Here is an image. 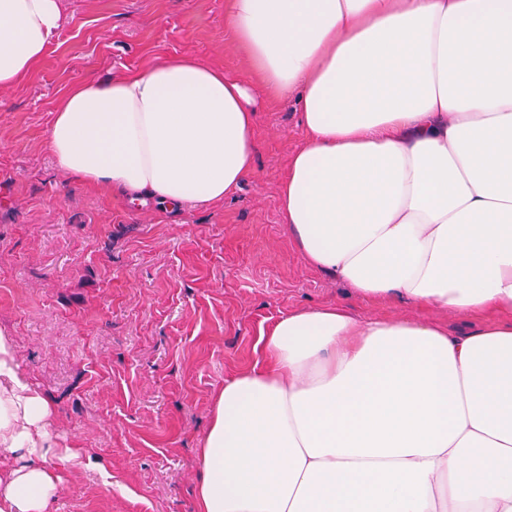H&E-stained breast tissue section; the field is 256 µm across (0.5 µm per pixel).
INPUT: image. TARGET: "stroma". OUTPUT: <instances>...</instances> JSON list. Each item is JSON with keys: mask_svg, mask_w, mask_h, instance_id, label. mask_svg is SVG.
Wrapping results in <instances>:
<instances>
[{"mask_svg": "<svg viewBox=\"0 0 512 512\" xmlns=\"http://www.w3.org/2000/svg\"><path fill=\"white\" fill-rule=\"evenodd\" d=\"M228 9L63 0L44 56L0 89V329L53 405L58 443L90 460L62 471L51 512H194L213 397L292 309L340 303L359 316L434 319L452 335L488 320L362 301L304 262L278 212L303 142L291 102L257 113L255 169L220 205L161 213L56 167L45 134L70 84L187 54L249 78L224 33Z\"/></svg>", "mask_w": 512, "mask_h": 512, "instance_id": "obj_1", "label": "stroma"}]
</instances>
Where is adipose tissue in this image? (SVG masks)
<instances>
[{
    "label": "adipose tissue",
    "mask_w": 512,
    "mask_h": 512,
    "mask_svg": "<svg viewBox=\"0 0 512 512\" xmlns=\"http://www.w3.org/2000/svg\"><path fill=\"white\" fill-rule=\"evenodd\" d=\"M62 0H0V88L57 35ZM252 78L183 55L69 86L57 168L130 202H224L253 171L256 114L295 104L280 221L367 301L512 312V0H230ZM225 379L196 512H512V322L295 309ZM53 410L0 330V512H48Z\"/></svg>",
    "instance_id": "ef3b65f1"
}]
</instances>
